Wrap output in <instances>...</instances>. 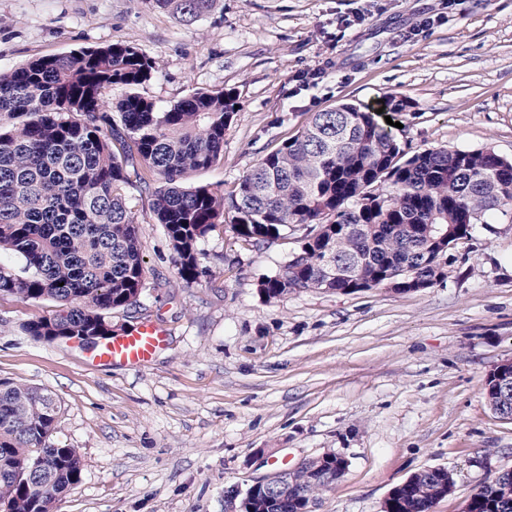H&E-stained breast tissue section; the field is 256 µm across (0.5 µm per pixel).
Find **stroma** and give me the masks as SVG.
<instances>
[{
  "instance_id": "stroma-1",
  "label": "stroma",
  "mask_w": 512,
  "mask_h": 512,
  "mask_svg": "<svg viewBox=\"0 0 512 512\" xmlns=\"http://www.w3.org/2000/svg\"><path fill=\"white\" fill-rule=\"evenodd\" d=\"M115 42L155 61L139 92L158 103L236 92L224 160L190 174L195 185L232 192L313 113L391 95L409 102L394 131L406 152L512 158V0H218L191 22L152 0H0V73ZM126 199L148 273L139 307L112 325L167 330L148 367H96L75 344L34 341L23 326L52 303L0 299V379L51 392L53 439L82 456L57 512H225L228 491L327 452L348 470L317 512H382L426 468L455 479L433 512H464L512 470V420L484 395L486 374L512 359V224L477 225L428 288L269 301L258 285L299 235L255 246L217 227L189 286L149 196L134 186Z\"/></svg>"
}]
</instances>
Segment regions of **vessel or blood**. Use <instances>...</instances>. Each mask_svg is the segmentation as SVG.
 Listing matches in <instances>:
<instances>
[{
	"mask_svg": "<svg viewBox=\"0 0 512 512\" xmlns=\"http://www.w3.org/2000/svg\"><path fill=\"white\" fill-rule=\"evenodd\" d=\"M168 342L166 331L153 321H145L129 333L103 341L92 355L94 365H122L133 369L148 367Z\"/></svg>",
	"mask_w": 512,
	"mask_h": 512,
	"instance_id": "b4317fda",
	"label": "vessel or blood"
}]
</instances>
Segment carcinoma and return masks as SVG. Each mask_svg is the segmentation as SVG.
I'll list each match as a JSON object with an SVG mask.
<instances>
[{
  "mask_svg": "<svg viewBox=\"0 0 512 512\" xmlns=\"http://www.w3.org/2000/svg\"><path fill=\"white\" fill-rule=\"evenodd\" d=\"M190 20L217 0H153ZM155 63L134 45L116 42L42 56L0 73V297L50 301L56 309L28 321L25 332L54 341L73 331L112 335V314L136 306L146 278L139 224L126 204L130 175L150 186L151 207L177 255L178 276L199 282L197 243L230 218L250 244L282 232L311 238L260 294L277 300L297 290L398 291L417 276L429 288L446 276L450 246L478 224H512V160L491 148L405 152L373 109L351 103L315 112L226 195L188 186L191 172L224 159V133L237 115L233 91L196 92L170 105L136 93ZM128 90L104 109V93ZM485 380L495 410L512 403ZM60 412L47 390L0 381V512H55L78 486L79 450L54 443ZM322 475H291L297 492L266 506L264 491L242 512H305L310 499L336 485V460ZM498 475L472 497L470 512H512ZM452 474L422 470L395 490L387 512H431L454 489Z\"/></svg>",
  "mask_w": 512,
  "mask_h": 512,
  "instance_id": "obj_1",
  "label": "carcinoma"
}]
</instances>
